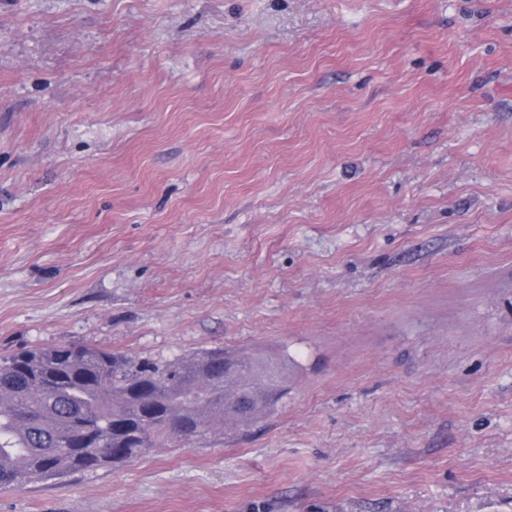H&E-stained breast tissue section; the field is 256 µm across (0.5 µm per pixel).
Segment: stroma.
I'll use <instances>...</instances> for the list:
<instances>
[{"instance_id":"1","label":"stroma","mask_w":512,"mask_h":512,"mask_svg":"<svg viewBox=\"0 0 512 512\" xmlns=\"http://www.w3.org/2000/svg\"><path fill=\"white\" fill-rule=\"evenodd\" d=\"M72 341L297 365L0 512H512V0H0V353Z\"/></svg>"}]
</instances>
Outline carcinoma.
Returning a JSON list of instances; mask_svg holds the SVG:
<instances>
[{"instance_id": "obj_1", "label": "carcinoma", "mask_w": 512, "mask_h": 512, "mask_svg": "<svg viewBox=\"0 0 512 512\" xmlns=\"http://www.w3.org/2000/svg\"><path fill=\"white\" fill-rule=\"evenodd\" d=\"M292 355L201 348L164 362L71 342L0 356V487L117 466L273 415Z\"/></svg>"}]
</instances>
